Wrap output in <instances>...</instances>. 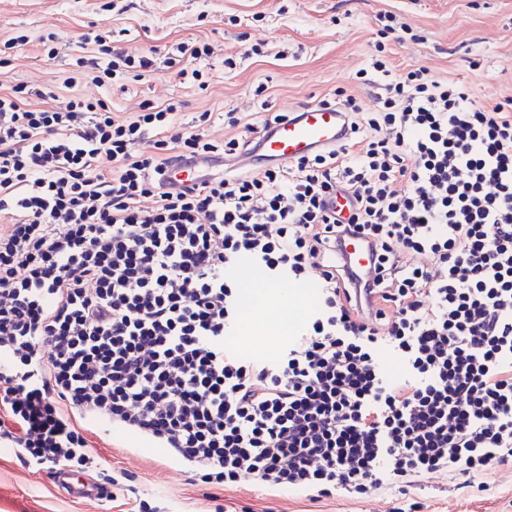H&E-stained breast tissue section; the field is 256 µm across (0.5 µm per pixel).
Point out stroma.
<instances>
[{
  "mask_svg": "<svg viewBox=\"0 0 512 512\" xmlns=\"http://www.w3.org/2000/svg\"><path fill=\"white\" fill-rule=\"evenodd\" d=\"M91 27L109 33L132 58L189 39L210 44L206 90L161 66L122 89L81 83L75 92L105 100L123 118L146 102H181V126L201 112L217 113L207 132L219 143L231 135L222 113L232 110L255 124L265 102L285 113L339 89L362 112L375 111L384 82L376 76L361 83L358 73L378 58L397 75L422 67L435 78L464 82L488 106L512 99V0H0V57L9 61L0 67V86H40L64 96L62 83L84 55L80 37ZM46 35L58 49L51 60L40 44ZM18 36L24 45L12 46ZM259 319L257 309L242 313L224 343L239 357L271 362L284 338L257 340ZM86 437L99 469L127 470L135 492L167 512H213L219 503L224 512H512V465L484 475L481 489L439 475L416 478L405 496L385 487L361 498L336 493L315 500L282 490L258 493L243 481L218 490L213 502L189 468L145 436L105 435L92 422ZM134 494L104 510L98 500L71 498L49 469L28 468L0 447V512H135Z\"/></svg>",
  "mask_w": 512,
  "mask_h": 512,
  "instance_id": "obj_1",
  "label": "stroma"
}]
</instances>
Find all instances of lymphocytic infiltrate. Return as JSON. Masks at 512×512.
<instances>
[{
  "mask_svg": "<svg viewBox=\"0 0 512 512\" xmlns=\"http://www.w3.org/2000/svg\"><path fill=\"white\" fill-rule=\"evenodd\" d=\"M83 41L93 84L162 65L206 87L185 63L209 44L135 60ZM373 68L388 78L377 111L323 99L350 117L336 149L178 191L171 159L240 146L208 138L211 112L181 128L175 102L122 118L100 99L0 92L1 448L86 471L89 420L147 436L201 483L320 498L447 472L472 484L512 462V101ZM148 137L157 154L135 152ZM350 235L371 253L369 313L337 251ZM244 256L320 288L271 362L224 348ZM384 344L403 380L384 377Z\"/></svg>",
  "mask_w": 512,
  "mask_h": 512,
  "instance_id": "1",
  "label": "lymphocytic infiltrate"
}]
</instances>
